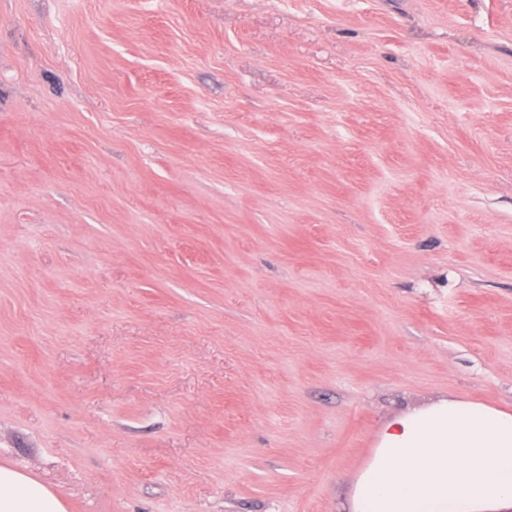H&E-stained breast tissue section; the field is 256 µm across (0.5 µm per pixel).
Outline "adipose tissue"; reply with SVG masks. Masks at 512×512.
Returning a JSON list of instances; mask_svg holds the SVG:
<instances>
[{
  "label": "adipose tissue",
  "instance_id": "adipose-tissue-1",
  "mask_svg": "<svg viewBox=\"0 0 512 512\" xmlns=\"http://www.w3.org/2000/svg\"><path fill=\"white\" fill-rule=\"evenodd\" d=\"M0 512H67L26 472L0 465ZM349 512H512V410L447 395L381 425Z\"/></svg>",
  "mask_w": 512,
  "mask_h": 512
}]
</instances>
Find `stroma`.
<instances>
[{
  "label": "stroma",
  "mask_w": 512,
  "mask_h": 512,
  "mask_svg": "<svg viewBox=\"0 0 512 512\" xmlns=\"http://www.w3.org/2000/svg\"><path fill=\"white\" fill-rule=\"evenodd\" d=\"M448 394L512 408V0H0V465L345 512Z\"/></svg>",
  "instance_id": "stroma-1"
}]
</instances>
